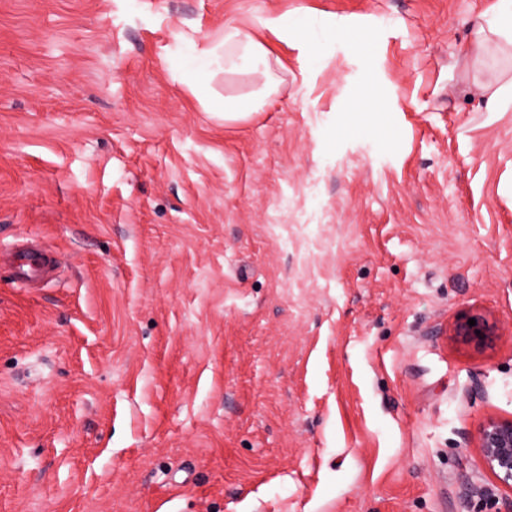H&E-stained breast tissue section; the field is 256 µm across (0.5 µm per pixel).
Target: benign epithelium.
I'll return each mask as SVG.
<instances>
[{
	"label": "benign epithelium",
	"mask_w": 512,
	"mask_h": 512,
	"mask_svg": "<svg viewBox=\"0 0 512 512\" xmlns=\"http://www.w3.org/2000/svg\"><path fill=\"white\" fill-rule=\"evenodd\" d=\"M455 335L472 338L478 334L492 336L496 326L466 322L455 325ZM476 448L485 467L500 485L511 491L496 500L497 512H512V416L492 417L480 424L475 434Z\"/></svg>",
	"instance_id": "1"
}]
</instances>
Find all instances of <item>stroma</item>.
Masks as SVG:
<instances>
[{"instance_id": "obj_1", "label": "stroma", "mask_w": 512, "mask_h": 512, "mask_svg": "<svg viewBox=\"0 0 512 512\" xmlns=\"http://www.w3.org/2000/svg\"><path fill=\"white\" fill-rule=\"evenodd\" d=\"M496 4L0 0V249L60 261L0 264V512H495L512 109L464 90L512 79L468 56ZM231 29L269 95L188 66ZM1 260L14 270L21 286L32 287L52 277L55 261L51 253L36 239L26 238L7 252L0 251Z\"/></svg>"}]
</instances>
